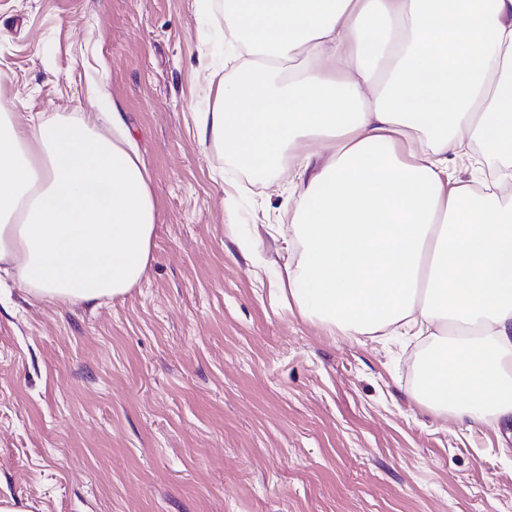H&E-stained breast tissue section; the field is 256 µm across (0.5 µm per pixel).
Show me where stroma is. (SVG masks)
<instances>
[{
    "mask_svg": "<svg viewBox=\"0 0 512 512\" xmlns=\"http://www.w3.org/2000/svg\"><path fill=\"white\" fill-rule=\"evenodd\" d=\"M198 0H0L19 119L124 112L158 224L96 309L0 280V488L27 512H512V425L434 416L417 340L328 333L272 297L288 181L201 146L239 64Z\"/></svg>",
    "mask_w": 512,
    "mask_h": 512,
    "instance_id": "35a3bbf8",
    "label": "stroma"
}]
</instances>
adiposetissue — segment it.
I'll list each match as a JSON object with an SVG mask.
<instances>
[{"label":"adipose tissue","mask_w":512,"mask_h":512,"mask_svg":"<svg viewBox=\"0 0 512 512\" xmlns=\"http://www.w3.org/2000/svg\"><path fill=\"white\" fill-rule=\"evenodd\" d=\"M250 58L195 115L202 145L288 177L274 284L342 336L423 338L411 397L512 421V199L456 175L472 145L512 183V0H224ZM0 104V272L90 308L152 260V176L123 113Z\"/></svg>","instance_id":"adipose-tissue-1"}]
</instances>
